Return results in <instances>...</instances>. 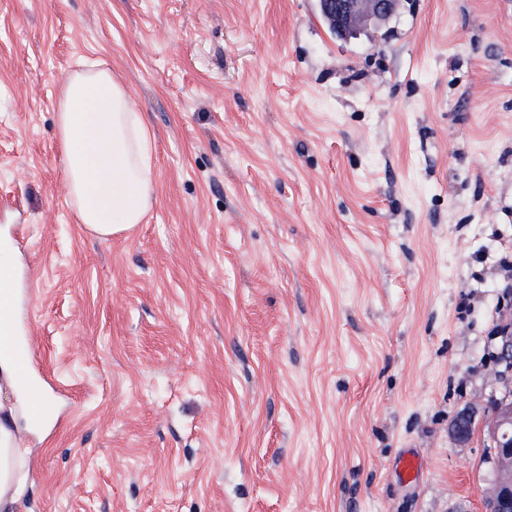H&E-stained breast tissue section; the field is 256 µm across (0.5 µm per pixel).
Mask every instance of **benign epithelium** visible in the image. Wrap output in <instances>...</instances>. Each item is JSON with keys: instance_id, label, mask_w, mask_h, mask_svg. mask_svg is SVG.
<instances>
[{"instance_id": "benign-epithelium-1", "label": "benign epithelium", "mask_w": 512, "mask_h": 512, "mask_svg": "<svg viewBox=\"0 0 512 512\" xmlns=\"http://www.w3.org/2000/svg\"><path fill=\"white\" fill-rule=\"evenodd\" d=\"M319 9L341 37H352L368 24L382 25L396 12L398 0H318ZM494 418L490 434L497 478L486 498L485 512H512V396L493 397ZM476 417L460 413L453 422L456 435L466 438Z\"/></svg>"}]
</instances>
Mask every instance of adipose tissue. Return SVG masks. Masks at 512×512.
Returning <instances> with one entry per match:
<instances>
[{"instance_id":"ef3b65f1","label":"adipose tissue","mask_w":512,"mask_h":512,"mask_svg":"<svg viewBox=\"0 0 512 512\" xmlns=\"http://www.w3.org/2000/svg\"><path fill=\"white\" fill-rule=\"evenodd\" d=\"M58 146L77 223L100 238L132 229L156 200L154 139L104 62L81 64L59 87ZM17 407L0 401V512H18L31 462Z\"/></svg>"}]
</instances>
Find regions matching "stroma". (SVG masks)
Masks as SVG:
<instances>
[{"label": "stroma", "mask_w": 512, "mask_h": 512, "mask_svg": "<svg viewBox=\"0 0 512 512\" xmlns=\"http://www.w3.org/2000/svg\"><path fill=\"white\" fill-rule=\"evenodd\" d=\"M80 59L154 136L157 199L108 240L56 142ZM4 245L54 397L19 512H481L512 0H399L348 38L317 0H0Z\"/></svg>", "instance_id": "obj_1"}]
</instances>
